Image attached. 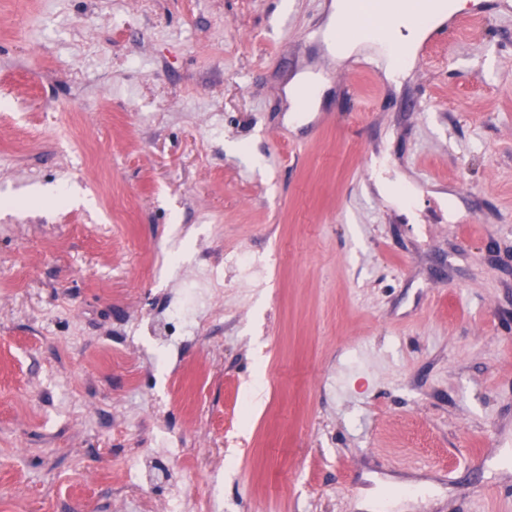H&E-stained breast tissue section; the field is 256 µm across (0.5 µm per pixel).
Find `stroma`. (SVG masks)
<instances>
[{"label": "stroma", "mask_w": 512, "mask_h": 512, "mask_svg": "<svg viewBox=\"0 0 512 512\" xmlns=\"http://www.w3.org/2000/svg\"><path fill=\"white\" fill-rule=\"evenodd\" d=\"M330 2L0 0V512H512V0L398 83ZM344 0H336L331 4L325 33V44L327 50L338 59L349 58L362 48L361 41H355L346 37L342 31L341 16L345 9ZM309 93L306 104L303 103L300 93ZM324 87L317 81V76L310 72L300 74L292 83L289 93L294 98L291 112H313L320 104Z\"/></svg>", "instance_id": "obj_1"}]
</instances>
